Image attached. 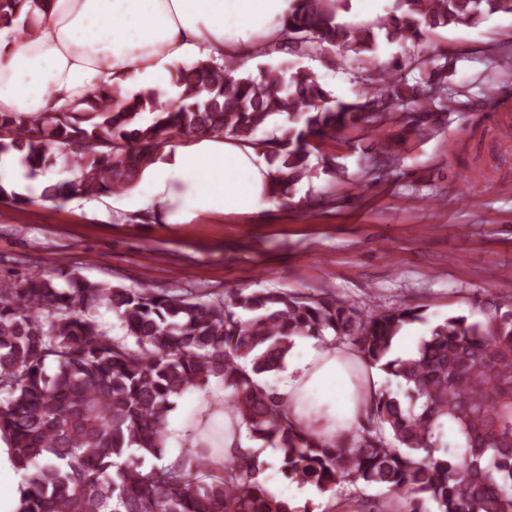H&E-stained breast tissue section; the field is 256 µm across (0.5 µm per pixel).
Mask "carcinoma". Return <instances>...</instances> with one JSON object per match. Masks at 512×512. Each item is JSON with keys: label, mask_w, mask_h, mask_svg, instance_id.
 Masks as SVG:
<instances>
[{"label": "carcinoma", "mask_w": 512, "mask_h": 512, "mask_svg": "<svg viewBox=\"0 0 512 512\" xmlns=\"http://www.w3.org/2000/svg\"><path fill=\"white\" fill-rule=\"evenodd\" d=\"M44 2L0 0V28L26 6L35 19ZM293 2L283 33L294 54L325 43L358 55L384 41L419 45L437 28L512 15V0H395L393 11L354 23L339 19L348 0ZM437 57L443 62L413 84L394 59L346 99L331 98L304 69L245 75L235 61L201 60L175 72L176 105L114 86L43 115L0 112L8 133L0 158L19 159L31 177L61 165L74 178L42 195L65 201L132 189L164 135L231 137L264 146L275 167L270 197L284 204L311 176V154L345 129L393 124L420 137L440 127L443 112L466 111L470 100L448 89V57ZM284 114L281 135L255 140ZM395 162L382 144L363 157L362 176ZM59 278L64 284L0 277V438L22 477L16 512H296L259 480L260 451L251 447L226 452L188 434L179 457L164 461L166 416L189 389L240 417L249 439L279 450L288 480L323 493L338 485L390 492L359 512H512V308L501 302L477 300L400 355L402 331L427 322L421 306L364 316L330 296L235 288L202 300L73 271ZM101 308L123 336H108L95 317ZM299 337L352 345L402 393L375 394L370 426L327 442L290 421L276 388L259 383L284 368ZM450 425L460 442L453 450L444 441Z\"/></svg>", "instance_id": "cac0c4a2"}]
</instances>
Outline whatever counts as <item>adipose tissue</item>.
I'll return each instance as SVG.
<instances>
[{"label": "adipose tissue", "instance_id": "obj_1", "mask_svg": "<svg viewBox=\"0 0 512 512\" xmlns=\"http://www.w3.org/2000/svg\"><path fill=\"white\" fill-rule=\"evenodd\" d=\"M292 0H50L39 13L31 39L19 16L0 30V112L37 115L77 103L88 92L138 82L172 101L181 90L172 81L176 62L241 59L279 41L274 21ZM274 167L258 150L233 138L194 137L162 149L135 190L118 207L151 206L166 223L189 224L213 216L251 215L267 207ZM277 392L292 420L312 422L328 441L342 440L362 424L377 389L359 353L339 343L322 346L297 339L279 374ZM167 417V457L179 455L183 412L198 424L221 422L224 445L242 443L245 430L208 403L176 397Z\"/></svg>", "mask_w": 512, "mask_h": 512}]
</instances>
